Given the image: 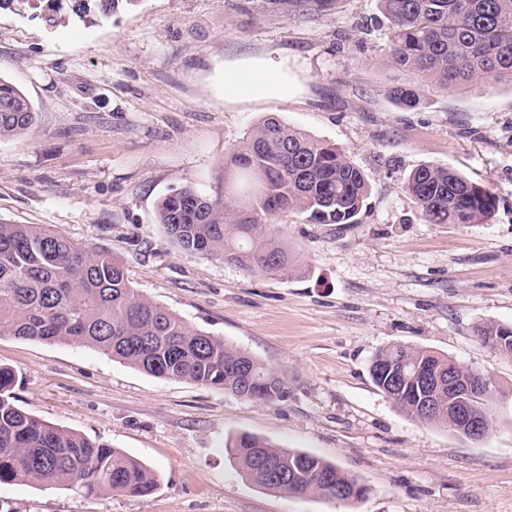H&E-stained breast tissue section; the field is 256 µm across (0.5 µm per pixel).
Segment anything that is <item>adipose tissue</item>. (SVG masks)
<instances>
[{
    "instance_id": "adipose-tissue-1",
    "label": "adipose tissue",
    "mask_w": 512,
    "mask_h": 512,
    "mask_svg": "<svg viewBox=\"0 0 512 512\" xmlns=\"http://www.w3.org/2000/svg\"><path fill=\"white\" fill-rule=\"evenodd\" d=\"M288 93V77L270 57L243 60L224 67V98L280 97Z\"/></svg>"
}]
</instances>
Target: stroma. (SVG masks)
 Returning a JSON list of instances; mask_svg holds the SVG:
<instances>
[{"mask_svg":"<svg viewBox=\"0 0 512 512\" xmlns=\"http://www.w3.org/2000/svg\"><path fill=\"white\" fill-rule=\"evenodd\" d=\"M266 55L287 69L288 95L225 101V64ZM0 76L40 118L0 140V221L110 252L141 295L290 390L261 403L89 347L0 336L21 408L158 476L142 497L0 483V512H512V355L477 334L512 324V86L434 89L401 107L397 90L416 79L392 60L380 0H129L97 24L55 27L1 10ZM269 116L360 168L370 195L357 223L277 214L300 261L280 276L181 252L159 200L215 194L225 156ZM423 165L484 183L492 220L426 223L405 190ZM397 343L493 379L486 438L411 421L386 398L369 368ZM241 434L333 462L368 494L349 506L262 489L224 451Z\"/></svg>","mask_w":512,"mask_h":512,"instance_id":"35a3bbf8","label":"stroma"}]
</instances>
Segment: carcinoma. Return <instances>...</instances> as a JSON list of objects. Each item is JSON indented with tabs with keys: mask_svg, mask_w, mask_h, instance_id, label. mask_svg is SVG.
Listing matches in <instances>:
<instances>
[{
	"mask_svg": "<svg viewBox=\"0 0 512 512\" xmlns=\"http://www.w3.org/2000/svg\"><path fill=\"white\" fill-rule=\"evenodd\" d=\"M133 0H0V10L32 11L49 26L72 16L109 18ZM397 65L417 84L397 90L406 108L420 91L465 90L475 80L512 84V0H381ZM37 112L27 95L0 78V139L27 134ZM224 193L185 188L157 204L156 220L187 255L206 254L250 274L279 275L297 266L294 251L271 230L276 214L294 210L309 224H354L369 194L362 171L344 151L275 117L259 121L224 162ZM407 191L430 224H484L497 198L454 170L422 166ZM482 342L512 355V325L486 323ZM0 335L97 349L150 375L221 388L259 402L288 397L285 378L220 337L199 331L137 292L123 264L47 226L0 222ZM400 361L440 368L448 356L396 344L374 365ZM16 375L0 367V483L23 480L147 496L156 473L100 440L49 425L12 395ZM391 401L417 418L414 383ZM225 452L263 489L288 492L272 466L295 473L304 495L330 499V490L360 482L308 452L278 448L253 436L225 442Z\"/></svg>",
	"mask_w": 512,
	"mask_h": 512,
	"instance_id": "obj_1",
	"label": "carcinoma"
}]
</instances>
